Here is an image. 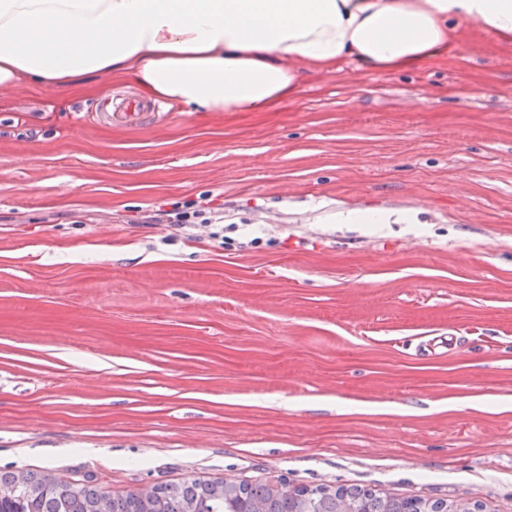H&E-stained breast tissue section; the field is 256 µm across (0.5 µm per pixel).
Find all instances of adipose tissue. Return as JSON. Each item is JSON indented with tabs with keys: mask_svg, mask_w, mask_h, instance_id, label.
Segmentation results:
<instances>
[{
	"mask_svg": "<svg viewBox=\"0 0 512 512\" xmlns=\"http://www.w3.org/2000/svg\"><path fill=\"white\" fill-rule=\"evenodd\" d=\"M465 21L512 41V0H0V90L106 77L191 112H250L346 58L436 59Z\"/></svg>",
	"mask_w": 512,
	"mask_h": 512,
	"instance_id": "obj_1",
	"label": "adipose tissue"
}]
</instances>
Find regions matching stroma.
Masks as SVG:
<instances>
[{
    "instance_id": "obj_1",
    "label": "stroma",
    "mask_w": 512,
    "mask_h": 512,
    "mask_svg": "<svg viewBox=\"0 0 512 512\" xmlns=\"http://www.w3.org/2000/svg\"><path fill=\"white\" fill-rule=\"evenodd\" d=\"M0 93V471L512 512V43L136 128ZM197 202L198 227L147 223ZM376 211L383 224H345Z\"/></svg>"
}]
</instances>
